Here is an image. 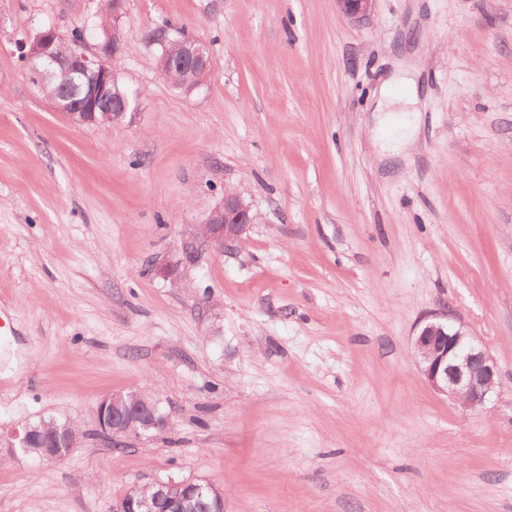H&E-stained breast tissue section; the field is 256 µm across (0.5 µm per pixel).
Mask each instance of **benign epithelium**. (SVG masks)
Returning <instances> with one entry per match:
<instances>
[{"label": "benign epithelium", "mask_w": 512, "mask_h": 512, "mask_svg": "<svg viewBox=\"0 0 512 512\" xmlns=\"http://www.w3.org/2000/svg\"><path fill=\"white\" fill-rule=\"evenodd\" d=\"M373 2L336 0L341 14L358 21L369 15ZM124 5L125 0H105L104 10L112 16V32L116 38L103 40L97 45V52L91 55L86 53L82 43L62 50L64 37L53 29L27 34L17 42L33 83L44 91L55 86L56 94L50 97V102L77 125L114 126L122 123L133 109L135 100L127 95L111 64V55L121 50L119 20ZM155 42L163 49V61L158 70H182L195 76L187 91H194L208 80L213 60L205 43L187 38L172 39L163 28L155 33ZM254 220L251 207L236 192L226 189L222 201L211 210L206 221L193 226L185 251L191 254L206 246L220 253L224 246L242 241ZM411 351L432 389L465 412L484 407L490 396L501 388L499 368L488 349L446 310L433 314L432 319L419 326L411 339ZM95 423L103 434L112 438L164 429L168 420L132 393L101 400L95 409ZM32 438L30 427L16 436L23 449H30L48 461L63 460L80 442V437L74 433L61 440L55 435L45 437L40 446L34 445ZM176 485L188 489L192 496H201L207 489L219 503H224V494L209 485L168 480L152 482L150 487L155 492L151 496L142 494L139 487L132 488L113 505V510L183 512L185 502L169 494Z\"/></svg>", "instance_id": "obj_1"}]
</instances>
